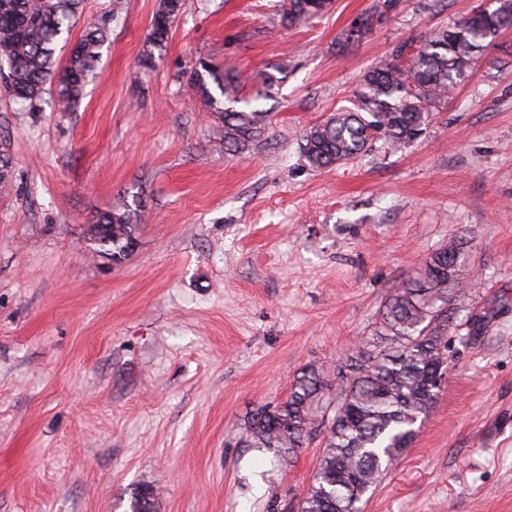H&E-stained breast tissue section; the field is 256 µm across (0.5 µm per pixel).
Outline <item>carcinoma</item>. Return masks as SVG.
I'll use <instances>...</instances> for the list:
<instances>
[{"instance_id": "carcinoma-1", "label": "carcinoma", "mask_w": 512, "mask_h": 512, "mask_svg": "<svg viewBox=\"0 0 512 512\" xmlns=\"http://www.w3.org/2000/svg\"><path fill=\"white\" fill-rule=\"evenodd\" d=\"M82 4L0 0V60L8 65L6 87L15 99L32 106L49 85L63 110L79 104L108 37L107 22L91 27L77 51L58 64L56 44L70 31ZM186 6L187 0H158L142 55L144 67H152L155 52L162 50ZM396 6L397 0H374L345 31L346 40L371 33ZM332 7L333 0H282L280 23L292 27ZM511 27L512 0H492L425 38L400 42L364 74L356 108L338 111L305 132V160L312 167L328 168L356 158L375 138L394 150L416 140L429 112L475 67L485 43ZM203 70L225 100L238 102L234 76H221L206 65ZM195 84L224 123L226 148L242 150L266 130L267 113L223 106L199 73ZM140 221V210L128 203L98 215L94 225L101 227L99 253L114 262L124 259L136 246ZM461 259L459 244L450 242L395 290L380 310L372 335L362 339L349 374L307 368L294 379L285 402L258 408L245 423L243 443L273 448L285 459L313 438L324 422L326 396L336 394L334 417L300 512H359L358 503L415 436L418 420L439 389L437 380L448 369V332L454 326L448 302L461 291ZM154 508L153 488L134 493L130 512Z\"/></svg>"}]
</instances>
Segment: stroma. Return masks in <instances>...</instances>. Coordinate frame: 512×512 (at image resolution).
I'll return each instance as SVG.
<instances>
[{"mask_svg": "<svg viewBox=\"0 0 512 512\" xmlns=\"http://www.w3.org/2000/svg\"><path fill=\"white\" fill-rule=\"evenodd\" d=\"M113 2L84 0L72 29L109 21L72 111L49 92L17 103L0 80V512H127L142 486L155 512H299L321 438L282 463L241 444L248 415L285 401L301 369L355 354L451 240L468 289L448 371L361 508L512 512V28L420 138L315 169L304 131L351 107L399 42L483 0H399L358 41L343 32L373 0L293 28L280 0H190L150 69L157 0ZM202 60L270 115L241 151L194 87ZM124 202L144 219L115 263L84 229Z\"/></svg>", "mask_w": 512, "mask_h": 512, "instance_id": "35a3bbf8", "label": "stroma"}]
</instances>
